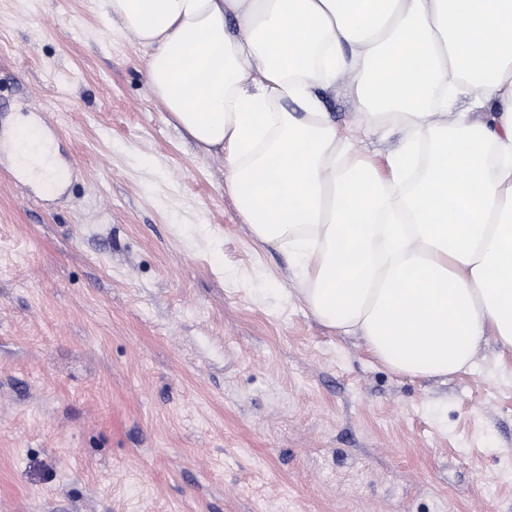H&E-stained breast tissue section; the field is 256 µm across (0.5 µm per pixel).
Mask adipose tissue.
Here are the masks:
<instances>
[{"label":"adipose tissue","mask_w":512,"mask_h":512,"mask_svg":"<svg viewBox=\"0 0 512 512\" xmlns=\"http://www.w3.org/2000/svg\"><path fill=\"white\" fill-rule=\"evenodd\" d=\"M98 6L321 325L411 378L469 370L488 335L512 356V0ZM340 82L370 133H403L384 163L323 112Z\"/></svg>","instance_id":"1"}]
</instances>
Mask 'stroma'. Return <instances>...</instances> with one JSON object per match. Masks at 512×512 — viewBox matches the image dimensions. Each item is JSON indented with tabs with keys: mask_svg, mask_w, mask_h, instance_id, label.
<instances>
[{
	"mask_svg": "<svg viewBox=\"0 0 512 512\" xmlns=\"http://www.w3.org/2000/svg\"><path fill=\"white\" fill-rule=\"evenodd\" d=\"M147 62L97 0H0V512H512L494 337L424 380L319 324ZM320 98L359 151L400 145Z\"/></svg>",
	"mask_w": 512,
	"mask_h": 512,
	"instance_id": "obj_1",
	"label": "stroma"
}]
</instances>
